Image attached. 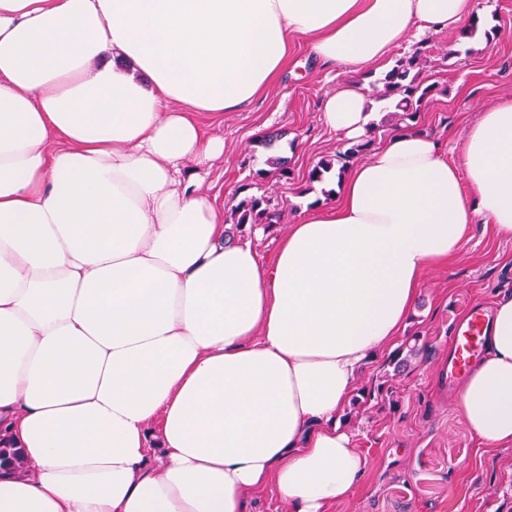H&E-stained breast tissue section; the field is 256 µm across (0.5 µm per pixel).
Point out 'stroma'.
I'll use <instances>...</instances> for the list:
<instances>
[{"instance_id": "obj_1", "label": "stroma", "mask_w": 512, "mask_h": 512, "mask_svg": "<svg viewBox=\"0 0 512 512\" xmlns=\"http://www.w3.org/2000/svg\"><path fill=\"white\" fill-rule=\"evenodd\" d=\"M480 4L481 31L466 44L445 29L411 35L359 73L368 97H375L376 81L398 59L421 53L423 76L436 90L419 128L454 145L481 107L512 96V0ZM348 77L343 68H323L298 40L284 72L249 106L219 121L201 120L207 135L224 140V155L203 187L223 200L225 223L234 222L244 184L255 186L281 214L271 231L247 226L238 231L260 256L276 250L301 211L329 202L334 193L332 177L312 182L308 172L355 145L330 132L320 112L324 93ZM274 132L278 142L267 145ZM283 155L292 170L288 179L273 164ZM503 291L512 292V240L495 236L490 225L475 224L460 257L425 274L397 349H384L359 373L357 388L382 396L363 406L346 405L342 421L369 469L331 512H512V447L484 451L462 418L457 387L449 386L443 370L455 321L470 303L494 305ZM398 351L413 354L401 373L391 364Z\"/></svg>"}]
</instances>
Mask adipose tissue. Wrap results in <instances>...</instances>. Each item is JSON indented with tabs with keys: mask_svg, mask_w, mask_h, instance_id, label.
<instances>
[{
	"mask_svg": "<svg viewBox=\"0 0 512 512\" xmlns=\"http://www.w3.org/2000/svg\"><path fill=\"white\" fill-rule=\"evenodd\" d=\"M476 0H0V512H328L368 463L341 422L428 269L473 224L512 239V97L447 149L415 129L349 169L275 252L228 241L201 188L294 39L361 71ZM98 70H90L91 62ZM343 82L325 126L366 136ZM193 161V171L183 164ZM462 417L512 446V294L459 381ZM250 503L254 512H289L288 502L279 496L273 486L254 492Z\"/></svg>",
	"mask_w": 512,
	"mask_h": 512,
	"instance_id": "1",
	"label": "adipose tissue"
}]
</instances>
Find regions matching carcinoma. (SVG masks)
Here are the masks:
<instances>
[{"mask_svg":"<svg viewBox=\"0 0 512 512\" xmlns=\"http://www.w3.org/2000/svg\"><path fill=\"white\" fill-rule=\"evenodd\" d=\"M423 60L421 53L399 59L383 77L378 79L381 89L377 90L381 100L396 101L394 115L398 117L395 129L417 127L426 100L435 91V86L425 84L422 78ZM235 228L244 225L265 231L275 227L280 213L270 207V200L264 195L244 197L236 210Z\"/></svg>","mask_w":512,"mask_h":512,"instance_id":"obj_1","label":"carcinoma"}]
</instances>
